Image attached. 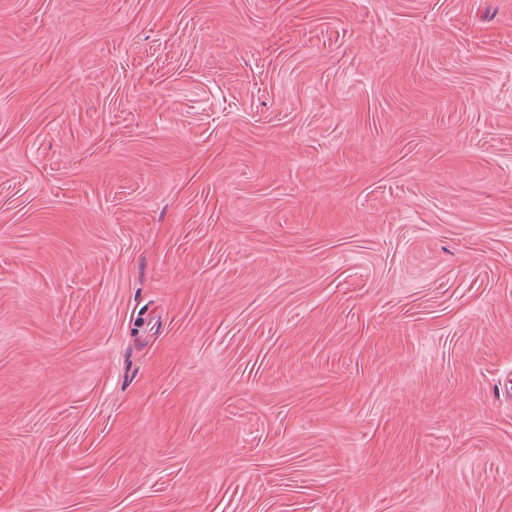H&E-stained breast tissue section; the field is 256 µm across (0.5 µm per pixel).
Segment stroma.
<instances>
[{"mask_svg": "<svg viewBox=\"0 0 512 512\" xmlns=\"http://www.w3.org/2000/svg\"><path fill=\"white\" fill-rule=\"evenodd\" d=\"M512 0H0V512H512Z\"/></svg>", "mask_w": 512, "mask_h": 512, "instance_id": "1", "label": "stroma"}]
</instances>
